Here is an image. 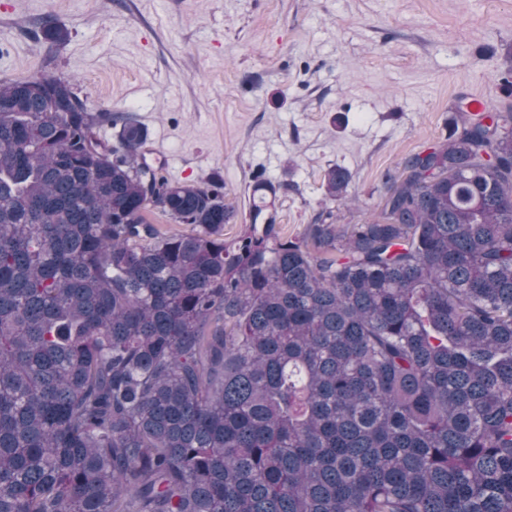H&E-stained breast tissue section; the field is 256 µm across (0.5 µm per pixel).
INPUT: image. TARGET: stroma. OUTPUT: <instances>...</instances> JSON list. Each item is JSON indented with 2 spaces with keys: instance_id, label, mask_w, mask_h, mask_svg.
I'll use <instances>...</instances> for the list:
<instances>
[{
  "instance_id": "stroma-1",
  "label": "stroma",
  "mask_w": 512,
  "mask_h": 512,
  "mask_svg": "<svg viewBox=\"0 0 512 512\" xmlns=\"http://www.w3.org/2000/svg\"><path fill=\"white\" fill-rule=\"evenodd\" d=\"M70 32L53 61L34 35ZM512 0H0V80L52 72L148 132L170 179L224 182L234 241L265 180L281 236L379 216L385 176L443 142L468 95L500 104ZM350 176L356 202L328 199ZM349 183L350 177L346 171L336 168L329 169L324 176L326 196L331 200L345 198Z\"/></svg>"
}]
</instances>
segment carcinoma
Wrapping results in <instances>:
<instances>
[{
	"label": "carcinoma",
	"mask_w": 512,
	"mask_h": 512,
	"mask_svg": "<svg viewBox=\"0 0 512 512\" xmlns=\"http://www.w3.org/2000/svg\"><path fill=\"white\" fill-rule=\"evenodd\" d=\"M101 118L0 81V512H512L511 102L407 157L379 218L288 239L261 200L232 243L224 185Z\"/></svg>",
	"instance_id": "carcinoma-1"
}]
</instances>
